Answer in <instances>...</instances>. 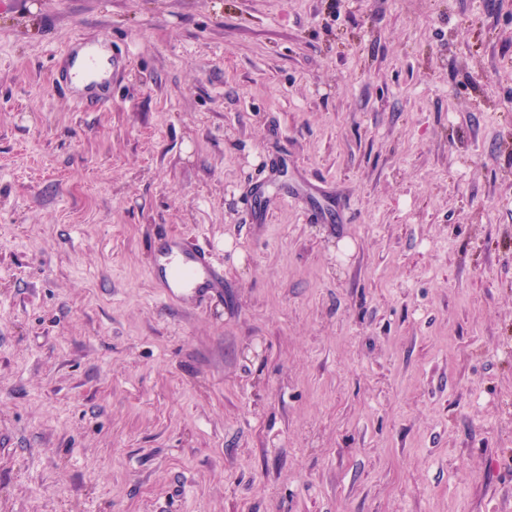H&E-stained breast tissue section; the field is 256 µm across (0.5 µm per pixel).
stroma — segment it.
<instances>
[{
	"mask_svg": "<svg viewBox=\"0 0 512 512\" xmlns=\"http://www.w3.org/2000/svg\"><path fill=\"white\" fill-rule=\"evenodd\" d=\"M0 512H512V0H0ZM98 68L97 51L94 48H88L84 56L79 60L73 78L81 83H85L87 89H104L108 81L95 80L92 77L95 75ZM152 253L158 297L163 302L200 304L224 290V270L215 264L210 250H188L177 238L162 236Z\"/></svg>",
	"mask_w": 512,
	"mask_h": 512,
	"instance_id": "obj_1",
	"label": "stroma"
}]
</instances>
